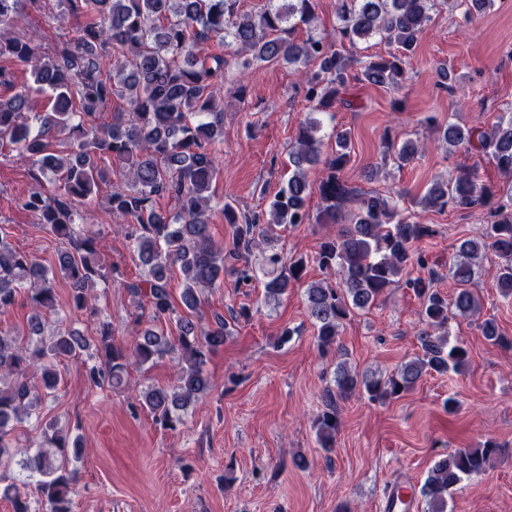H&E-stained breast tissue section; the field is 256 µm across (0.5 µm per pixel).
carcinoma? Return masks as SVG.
Listing matches in <instances>:
<instances>
[{
	"mask_svg": "<svg viewBox=\"0 0 512 512\" xmlns=\"http://www.w3.org/2000/svg\"><path fill=\"white\" fill-rule=\"evenodd\" d=\"M64 10L79 20L74 35L53 56H41L28 42L11 35L24 20V0H0V60L26 66L33 83L16 86L13 71L0 67V86L14 90L0 100V140L33 161L39 175L52 173L60 186L41 190L22 200L62 244L57 272L70 285L68 304L81 311L88 307L89 287L112 278V268L99 263L97 238L84 235L78 225L84 215L76 204L91 200L99 183L108 180L104 164H118L125 180L112 185V214L125 224L147 276L123 283L147 313L151 325L137 336L125 353L112 345V325L97 329L98 356L86 367L95 387L117 388L132 365L152 364L174 351L181 362L170 388L150 387L142 406L155 423L175 429L181 411L212 388L204 366L209 355L224 346L229 335L224 316L216 313L201 325L197 289L215 288L224 272L235 275L240 287L263 283L264 303H278L288 289L303 283L307 259L287 257L277 248L273 227L309 224L315 220L335 224L349 217L335 235L320 243L314 262L334 272L336 284L312 282L305 288L308 317L315 329L317 347L333 348L343 322L355 309L373 306L389 289L401 285L421 303L418 333L420 353L389 373L357 371L345 361L336 363L333 383L322 396V410L314 420L320 447L333 448L338 433V400L364 397L385 403L412 391L431 373L460 372L469 363V351L460 341L449 340L448 322L480 311L475 291L478 260L491 250L499 258L495 280L501 296L512 298V114L502 116L488 131L448 123L439 127L450 151H484L504 177L496 188L477 184L472 173L460 167L450 178H438L421 197L425 209L442 212L450 207L486 211V225L478 238L463 240L450 269L454 294L436 286L437 273L425 252L413 244L433 233L414 220L405 207L406 194L361 196L343 177L350 162L349 134L333 129L335 153L321 159L323 138L319 119L310 117L298 128L296 146L288 154L292 171L269 202L266 223L260 216H240L224 203V221L232 229L233 248L224 250L211 235L207 215L209 192L216 178L218 156L224 141V104L215 93L224 83L229 64L246 74L254 66L277 63L300 72L304 98L317 113H328L345 102L347 58L335 43L317 32V0H266L256 13H240L239 0H60ZM438 0H336V37L350 46L379 38L399 46L387 59L370 58L362 79L386 89L404 81L406 59L414 53L418 35L430 20ZM306 37H294L297 30ZM49 98L50 110L35 114L33 127L26 113L36 96ZM126 101L130 112L101 114L113 98ZM63 139L69 150L52 149ZM324 162L328 175L310 183L307 167ZM322 201L311 214L313 193ZM177 201L171 217L156 207V199ZM425 270L427 275H413ZM179 273L183 285L175 300L171 285ZM55 277L35 257L13 249L0 239V313L15 305L19 290L27 292L32 314L30 338L0 334V467L9 466L10 434L41 401V392L56 389L57 361L76 358L87 348L85 337L59 331L49 340L42 335L43 316L57 310ZM175 323L177 341L160 325ZM47 447L27 456L22 467L39 476L38 490L48 512H73L77 494L76 472L70 459L83 457L86 448L69 441L47 422L43 428ZM498 450L489 440L479 448H461L435 461L420 493L425 512H447L448 493L460 482L484 473ZM13 512H31L23 484L6 488Z\"/></svg>",
	"mask_w": 512,
	"mask_h": 512,
	"instance_id": "obj_1",
	"label": "carcinoma"
}]
</instances>
